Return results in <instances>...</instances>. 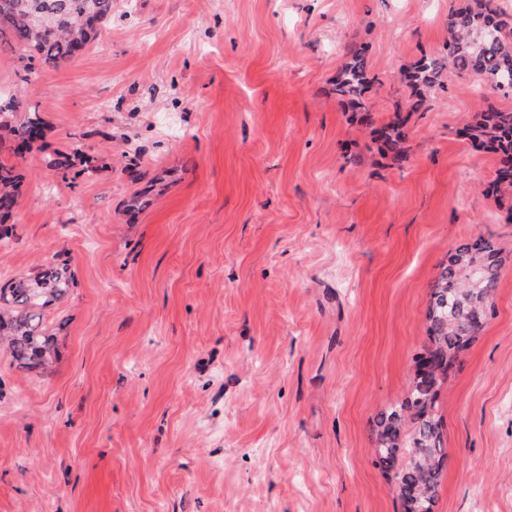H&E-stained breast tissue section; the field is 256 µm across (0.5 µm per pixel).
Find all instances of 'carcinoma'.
Segmentation results:
<instances>
[{"instance_id":"obj_1","label":"carcinoma","mask_w":512,"mask_h":512,"mask_svg":"<svg viewBox=\"0 0 512 512\" xmlns=\"http://www.w3.org/2000/svg\"><path fill=\"white\" fill-rule=\"evenodd\" d=\"M112 17V0H0V50H14L28 64L38 59L59 68L71 63ZM448 57L460 77L477 75L512 94V14L498 0H475V6L448 14ZM444 58L422 56L405 75L418 95L438 84ZM374 82L363 49L350 47L335 82L336 99L360 108L361 121L373 127L375 140L394 163L406 159L404 119L375 126L364 103ZM0 128L7 130L19 156L41 140L44 122L24 108L14 94H0ZM477 148L499 155L496 184L512 187V110L490 107L463 131ZM46 168L67 174L71 157L55 153ZM22 176L0 163V218L10 217L21 194ZM500 251L483 235L448 254L429 292L425 314L428 345L414 357L407 396L377 414L373 423L376 465L383 471L402 512H434L445 473L448 448L436 407L438 388L448 380L460 355L482 332L495 309ZM72 285L66 267L49 266L33 279L0 284V342L7 343L22 368L45 364L54 351L44 317Z\"/></svg>"}]
</instances>
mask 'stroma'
Wrapping results in <instances>:
<instances>
[{"instance_id":"obj_1","label":"stroma","mask_w":512,"mask_h":512,"mask_svg":"<svg viewBox=\"0 0 512 512\" xmlns=\"http://www.w3.org/2000/svg\"><path fill=\"white\" fill-rule=\"evenodd\" d=\"M474 0H112L70 65L0 92L45 137L0 162L22 196L0 277L67 266L51 364L0 347V512H400L371 422L409 388L449 251L492 238L495 311L439 398L450 464L435 512H512V192L457 131L512 98L445 67ZM365 51L395 164L336 99ZM79 151L68 176L45 153ZM442 61V57L425 55L406 73L405 78L416 94L421 96L423 91L430 90L438 84ZM405 120L398 114L395 119L373 128L375 140L387 153H391V159L395 164L406 159L405 149L402 146L404 133L402 131Z\"/></svg>"}]
</instances>
